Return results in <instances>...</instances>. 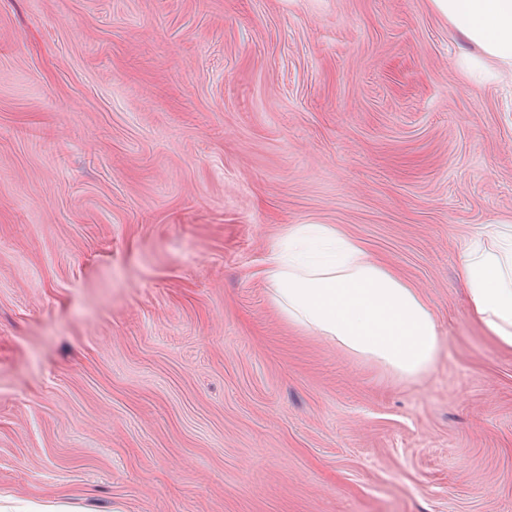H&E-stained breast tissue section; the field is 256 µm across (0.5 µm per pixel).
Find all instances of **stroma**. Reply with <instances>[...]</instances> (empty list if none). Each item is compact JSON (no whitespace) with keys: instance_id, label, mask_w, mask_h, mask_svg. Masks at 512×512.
I'll return each mask as SVG.
<instances>
[{"instance_id":"stroma-1","label":"stroma","mask_w":512,"mask_h":512,"mask_svg":"<svg viewBox=\"0 0 512 512\" xmlns=\"http://www.w3.org/2000/svg\"><path fill=\"white\" fill-rule=\"evenodd\" d=\"M431 0H0V497L512 512V351L463 241L512 219V77ZM332 224L428 299L394 375L258 272Z\"/></svg>"}]
</instances>
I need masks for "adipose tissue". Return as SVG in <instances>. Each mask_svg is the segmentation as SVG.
I'll return each mask as SVG.
<instances>
[{
  "label": "adipose tissue",
  "mask_w": 512,
  "mask_h": 512,
  "mask_svg": "<svg viewBox=\"0 0 512 512\" xmlns=\"http://www.w3.org/2000/svg\"><path fill=\"white\" fill-rule=\"evenodd\" d=\"M478 53L465 70L477 83L512 72V0H431ZM261 274L289 323L404 377L427 372L439 355L436 318L421 292L359 243L328 224L289 227ZM469 315L512 351V224L469 239L459 266Z\"/></svg>",
  "instance_id": "adipose-tissue-1"
}]
</instances>
